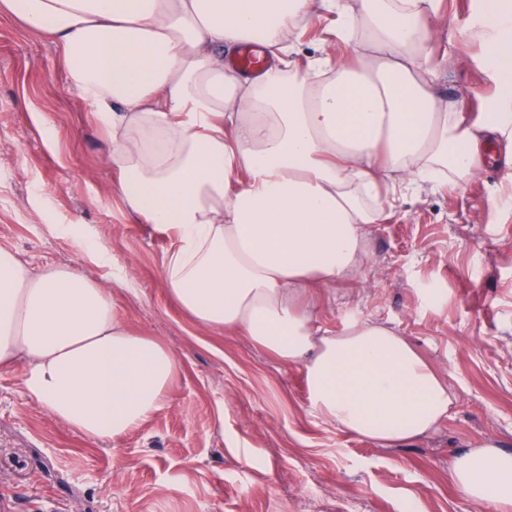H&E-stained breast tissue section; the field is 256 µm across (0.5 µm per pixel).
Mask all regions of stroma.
I'll return each mask as SVG.
<instances>
[{
	"label": "stroma",
	"mask_w": 512,
	"mask_h": 512,
	"mask_svg": "<svg viewBox=\"0 0 512 512\" xmlns=\"http://www.w3.org/2000/svg\"><path fill=\"white\" fill-rule=\"evenodd\" d=\"M485 6L441 0L434 45L438 91L465 96L472 124L499 97L469 29ZM106 152L54 42L1 14L0 244L33 269L78 268L182 373L159 413L95 442L27 395L22 368L0 371V512H474L450 459L486 439L512 452V165L394 201L358 278L299 301L327 330L391 328L447 385V418L385 447L321 419L301 368L183 313L162 276L170 234L128 210Z\"/></svg>",
	"instance_id": "obj_1"
}]
</instances>
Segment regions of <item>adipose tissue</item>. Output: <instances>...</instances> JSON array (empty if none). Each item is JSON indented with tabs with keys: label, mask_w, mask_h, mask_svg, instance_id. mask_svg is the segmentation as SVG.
<instances>
[{
	"label": "adipose tissue",
	"mask_w": 512,
	"mask_h": 512,
	"mask_svg": "<svg viewBox=\"0 0 512 512\" xmlns=\"http://www.w3.org/2000/svg\"><path fill=\"white\" fill-rule=\"evenodd\" d=\"M440 0H0L49 37L67 81L109 132L116 190L170 231L163 278L196 324L233 330L305 374L326 422L383 446L425 435L453 404L392 329L350 319L322 329L302 291L351 279L388 196L466 177L512 143V0L478 22L497 112L468 123L444 102L432 47ZM330 18L353 53L298 64L295 31ZM271 48L258 76L230 67ZM83 437L113 440L163 409L180 359L130 328L79 270L31 269L0 246V369ZM451 481L478 512H512V454L484 441L453 457Z\"/></svg>",
	"instance_id": "ef3b65f1"
}]
</instances>
